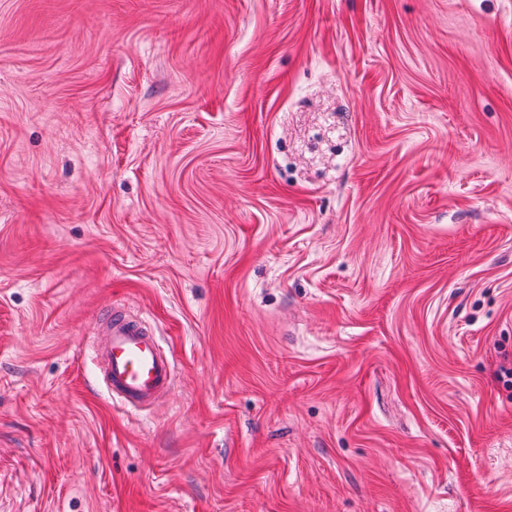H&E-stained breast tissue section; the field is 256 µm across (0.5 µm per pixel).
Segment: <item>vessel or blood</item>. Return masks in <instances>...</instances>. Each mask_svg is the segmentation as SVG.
<instances>
[{
    "mask_svg": "<svg viewBox=\"0 0 512 512\" xmlns=\"http://www.w3.org/2000/svg\"><path fill=\"white\" fill-rule=\"evenodd\" d=\"M105 332L102 375L113 398L138 407L168 391L173 362L152 332L139 321L117 313Z\"/></svg>",
    "mask_w": 512,
    "mask_h": 512,
    "instance_id": "b4317fda",
    "label": "vessel or blood"
}]
</instances>
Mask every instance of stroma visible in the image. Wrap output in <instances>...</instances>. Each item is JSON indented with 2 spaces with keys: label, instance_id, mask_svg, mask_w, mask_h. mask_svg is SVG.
<instances>
[{
  "label": "stroma",
  "instance_id": "1",
  "mask_svg": "<svg viewBox=\"0 0 512 512\" xmlns=\"http://www.w3.org/2000/svg\"><path fill=\"white\" fill-rule=\"evenodd\" d=\"M510 363L512 0H0V512H512ZM105 332L100 353L102 375L112 398L138 407L168 391L173 362L152 332L139 321L117 313Z\"/></svg>",
  "mask_w": 512,
  "mask_h": 512
}]
</instances>
